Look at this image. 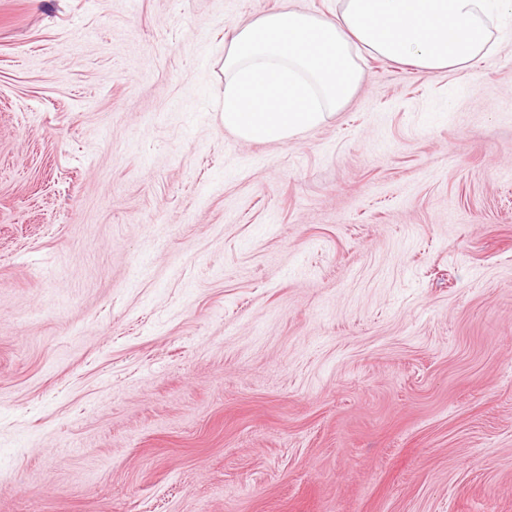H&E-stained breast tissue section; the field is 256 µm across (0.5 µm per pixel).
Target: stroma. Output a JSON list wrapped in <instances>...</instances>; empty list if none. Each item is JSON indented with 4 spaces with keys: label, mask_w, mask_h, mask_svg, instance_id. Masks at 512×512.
Wrapping results in <instances>:
<instances>
[{
    "label": "stroma",
    "mask_w": 512,
    "mask_h": 512,
    "mask_svg": "<svg viewBox=\"0 0 512 512\" xmlns=\"http://www.w3.org/2000/svg\"><path fill=\"white\" fill-rule=\"evenodd\" d=\"M290 6L0 0V512H512V20L243 141Z\"/></svg>",
    "instance_id": "obj_1"
}]
</instances>
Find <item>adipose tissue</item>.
Listing matches in <instances>:
<instances>
[{
	"mask_svg": "<svg viewBox=\"0 0 512 512\" xmlns=\"http://www.w3.org/2000/svg\"><path fill=\"white\" fill-rule=\"evenodd\" d=\"M334 18L295 8L238 27L224 55L225 129L285 142L323 123L354 95L358 48L440 72L496 48L491 28L512 0H339Z\"/></svg>",
	"mask_w": 512,
	"mask_h": 512,
	"instance_id": "obj_1",
	"label": "adipose tissue"
}]
</instances>
